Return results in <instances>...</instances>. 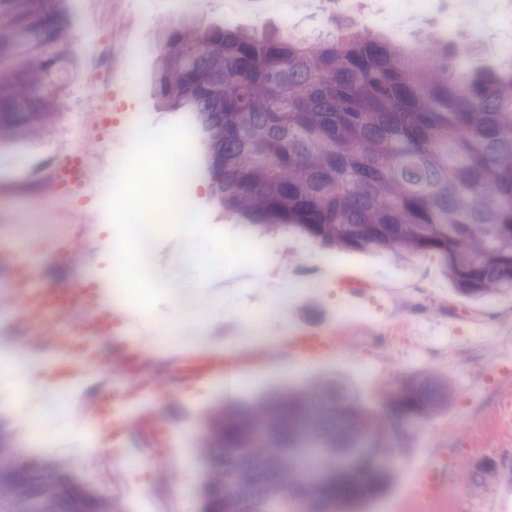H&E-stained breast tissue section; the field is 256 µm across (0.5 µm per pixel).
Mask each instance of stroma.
Here are the masks:
<instances>
[{"mask_svg": "<svg viewBox=\"0 0 512 512\" xmlns=\"http://www.w3.org/2000/svg\"><path fill=\"white\" fill-rule=\"evenodd\" d=\"M446 2L116 0L121 22L106 31L99 26L102 0H69L67 15L73 33L70 51L81 69H89L94 42L106 36L119 62L113 81L131 85L137 92L133 98L119 95L121 110L139 113L142 122L157 129L178 122L179 117L155 106L156 35L161 28L178 26L185 16L196 17L206 27L229 22L260 38L271 33L306 36L334 23L348 25L392 38L413 58L432 42L466 71L496 68L501 60L500 30L512 25V0H485L481 13L488 35L479 44L473 41L468 22L449 21ZM96 94L90 78H82L68 88L50 136L0 143V242L11 243L17 253L28 251L17 223H39L41 211L52 206L50 197L37 195L38 209L30 211L28 197L36 194V187L26 160L44 149L66 154L100 151L94 136H73L74 129L85 123ZM183 196L210 227L246 234L265 253L262 265L212 274L234 307L233 313L211 319L210 324L224 337V358L235 371V395L252 398L275 387L333 379L374 407L381 401L382 389L397 386L406 377L424 372L444 376L452 388L447 409L422 427L411 449L399 459L398 477L386 493L365 504L364 512H420L418 473L429 463L439 465L453 483V498L434 502V512H512V466L502 465L498 457L502 445L512 442V431L492 424L500 409H512V364L500 360L501 354L512 353V295L478 303L469 300L455 290L431 253L404 260L363 250L329 252L288 232L244 233L251 216L224 210L213 200L204 178L184 187ZM300 273L318 275L323 288L316 292L295 288ZM349 283L361 284L363 293L352 320L345 323L340 312L348 301L345 286ZM273 289L292 292L281 319L272 327L277 340L282 342L291 330L304 325L339 336V346L315 358L298 356L282 345L274 349L239 346L235 341L238 322ZM450 326L456 337L447 345L442 336ZM175 395L178 422L157 419L159 426L172 429L174 437H156L152 461L136 474L114 470L106 447L94 452L80 447L77 439L86 431L80 422H73L67 436L54 438L48 419L23 421L19 389L0 385V420L18 426L23 455L81 458V476L111 488L126 512H163L167 501L198 512L193 490L204 465L197 446L205 416L225 398L224 379L192 381ZM165 471L177 474L176 485L162 487ZM150 486L162 487L160 498L147 494Z\"/></svg>", "mask_w": 512, "mask_h": 512, "instance_id": "obj_1", "label": "stroma"}]
</instances>
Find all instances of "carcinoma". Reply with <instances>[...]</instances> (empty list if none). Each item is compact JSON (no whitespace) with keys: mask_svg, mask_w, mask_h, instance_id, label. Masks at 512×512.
<instances>
[{"mask_svg":"<svg viewBox=\"0 0 512 512\" xmlns=\"http://www.w3.org/2000/svg\"><path fill=\"white\" fill-rule=\"evenodd\" d=\"M65 0H0V142L54 130L69 57ZM410 65L341 28L258 38L186 19L156 44L155 96L189 117L223 207L335 250L438 255L474 300L512 291V64ZM448 381L404 380L370 408L337 382L237 399L208 416L200 512H361L397 475ZM0 427V512H125L63 458H25Z\"/></svg>","mask_w":512,"mask_h":512,"instance_id":"cac0c4a2","label":"carcinoma"}]
</instances>
